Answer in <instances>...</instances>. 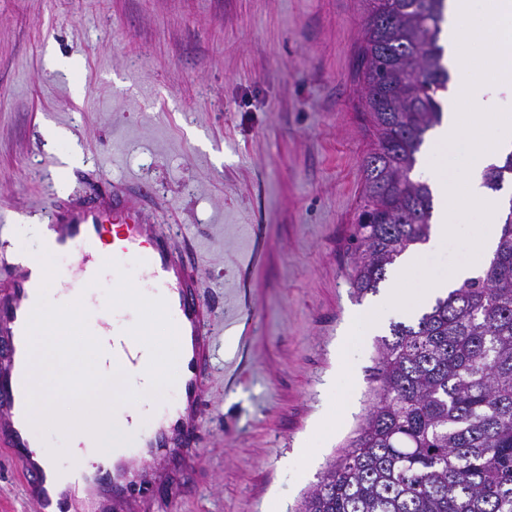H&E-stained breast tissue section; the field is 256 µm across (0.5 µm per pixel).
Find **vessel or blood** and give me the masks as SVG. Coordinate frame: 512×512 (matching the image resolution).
Wrapping results in <instances>:
<instances>
[{"instance_id": "1", "label": "vessel or blood", "mask_w": 512, "mask_h": 512, "mask_svg": "<svg viewBox=\"0 0 512 512\" xmlns=\"http://www.w3.org/2000/svg\"><path fill=\"white\" fill-rule=\"evenodd\" d=\"M43 244L52 253H80L64 283L76 297L92 294L108 252L136 262L147 283L163 286L162 299L178 331L175 405L142 430L125 454L95 463L74 456L64 478L34 432L27 407V391L36 378L26 324L43 279L41 262L25 258L15 275L0 278V442L20 465L37 512H107L108 490L125 493L132 487L131 461L196 455V415L213 359L206 333L211 310L199 296L191 266L158 225L145 223L140 203L121 188L93 187L65 200H51ZM109 354L113 364L146 374L148 362L135 338L110 340Z\"/></svg>"}]
</instances>
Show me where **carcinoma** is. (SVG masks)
Here are the masks:
<instances>
[{
	"instance_id": "obj_1",
	"label": "carcinoma",
	"mask_w": 512,
	"mask_h": 512,
	"mask_svg": "<svg viewBox=\"0 0 512 512\" xmlns=\"http://www.w3.org/2000/svg\"><path fill=\"white\" fill-rule=\"evenodd\" d=\"M365 2L363 105L375 142L352 234L361 297L429 237L432 192L411 172L450 80L445 0ZM509 177L512 153L485 183L498 190ZM376 370V402L351 451L326 467L301 512H512V210L482 275L390 324Z\"/></svg>"
}]
</instances>
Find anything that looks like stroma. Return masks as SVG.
<instances>
[{
  "mask_svg": "<svg viewBox=\"0 0 512 512\" xmlns=\"http://www.w3.org/2000/svg\"><path fill=\"white\" fill-rule=\"evenodd\" d=\"M362 0H0V266L39 253L55 195L121 185L165 225L212 309L201 445L135 467L116 512H299L378 382L349 355L354 408L296 465L332 404L356 310L350 235L370 138ZM0 512H36L0 448Z\"/></svg>",
  "mask_w": 512,
  "mask_h": 512,
  "instance_id": "stroma-1",
  "label": "stroma"
}]
</instances>
